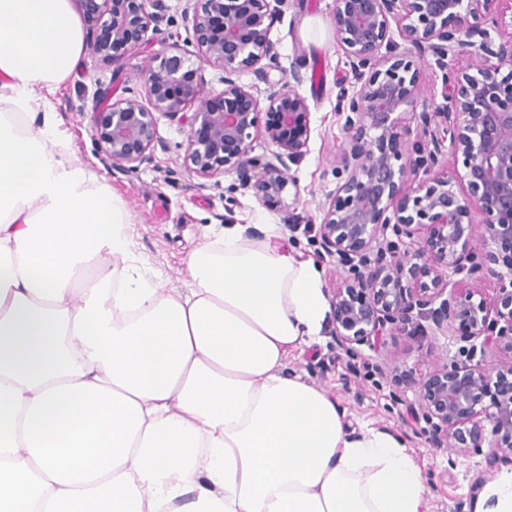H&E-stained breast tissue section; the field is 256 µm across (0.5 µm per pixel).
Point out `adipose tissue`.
I'll return each instance as SVG.
<instances>
[{"label":"adipose tissue","instance_id":"1","mask_svg":"<svg viewBox=\"0 0 512 512\" xmlns=\"http://www.w3.org/2000/svg\"><path fill=\"white\" fill-rule=\"evenodd\" d=\"M72 0H0V512H427L406 445L289 373L331 311L312 261L235 225L169 288L47 93Z\"/></svg>","mask_w":512,"mask_h":512}]
</instances>
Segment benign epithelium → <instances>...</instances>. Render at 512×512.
<instances>
[{"mask_svg": "<svg viewBox=\"0 0 512 512\" xmlns=\"http://www.w3.org/2000/svg\"><path fill=\"white\" fill-rule=\"evenodd\" d=\"M184 13L191 23L195 51L176 40L154 54L140 73V89L111 101V88L93 97L90 138L103 165L136 173L154 161L157 122L164 118L185 132L183 166L212 179L235 172L255 197L269 202L287 186H297L291 165L308 150L309 105L295 88L299 73L269 85L266 114L260 100L233 76L251 68L268 82L280 53L271 38L267 0H199ZM493 0H336L337 40L360 88L337 96L338 114L351 136L343 148L347 176L336 187L317 239L323 252L343 268L342 286L332 303L336 344L375 348L396 331L457 322L459 341L482 339V346L512 358V279L498 288L491 303L474 301L475 283L484 274V253L491 245L505 252L512 273V41L494 46L486 28ZM90 54L113 64L145 43L152 27L166 19L164 0H78ZM403 36L429 52L445 69L451 105L420 115L423 138L407 147L409 167H395L401 152L397 111L421 95L416 68L396 54L390 20ZM468 49V72L448 70L445 59L455 47ZM386 52H381V49ZM494 57L497 63L488 64ZM206 65L224 70V90H206L198 73ZM505 76H500L503 68ZM438 119L442 134L430 130ZM263 137L270 153L252 154ZM449 138L448 163L461 165L467 193L449 188L434 173ZM422 170L428 182L406 192L407 171ZM479 211L483 220L473 219ZM392 230L394 238L387 237ZM457 277L451 287L449 276ZM416 414L429 424L434 448L463 454L488 443L477 479L481 486L502 465H512V366L495 374L481 362L436 366L421 381Z\"/></svg>", "mask_w": 512, "mask_h": 512, "instance_id": "7a95c632", "label": "benign epithelium"}]
</instances>
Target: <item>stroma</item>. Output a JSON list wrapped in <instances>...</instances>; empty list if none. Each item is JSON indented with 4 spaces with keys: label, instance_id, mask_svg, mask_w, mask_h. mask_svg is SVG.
Instances as JSON below:
<instances>
[{
    "label": "stroma",
    "instance_id": "stroma-1",
    "mask_svg": "<svg viewBox=\"0 0 512 512\" xmlns=\"http://www.w3.org/2000/svg\"><path fill=\"white\" fill-rule=\"evenodd\" d=\"M169 22L149 32L148 45L126 55L112 66L84 54L74 76L49 95L61 127L68 135V151L73 159L105 178L119 194L131 215L134 251L149 266L164 273L171 288L188 283L184 258L204 242L211 232L224 226L245 224L253 237H261V227L276 224L281 236L280 249L313 260L322 274L327 294L339 287L343 271L335 259L325 256L314 241L324 210L339 180L342 149L350 133L336 113L340 88L357 89L358 82L337 38L333 22L335 0H285L274 15L271 37L279 44V69L270 71L268 82L288 79L298 71V92L311 112V138L303 159L292 166L297 184L287 187L280 205L264 206L237 174L207 180L189 173L182 165L185 134L167 120L158 123L162 149L154 162L132 174L108 171L96 157L88 132V112L98 87L108 86L113 70H120L127 86L139 84V74L148 59L163 49L169 35L180 37L181 45L192 40L190 24L183 22L184 9L196 8V0H165ZM393 40L400 53L415 60L419 82L425 95L402 107L400 131L407 141L420 133L419 115L445 106L443 69L432 55H420L401 33ZM236 81L252 87L258 99H265L268 82L258 81L252 70H241ZM306 218L305 224L289 227V212ZM461 330L452 323L438 328L424 323L422 331L399 332L388 337L384 348L373 351L359 347L357 355L337 347L331 335L302 352H291L286 360L289 372L326 390L345 410L352 428L368 423L400 436L412 452L427 489V512H470L478 490L475 482L485 468V453L451 454L431 447L428 424L415 417L421 378L443 362L482 360L487 368L498 370L512 365V358L497 351H462Z\"/></svg>",
    "mask_w": 512,
    "mask_h": 512
}]
</instances>
